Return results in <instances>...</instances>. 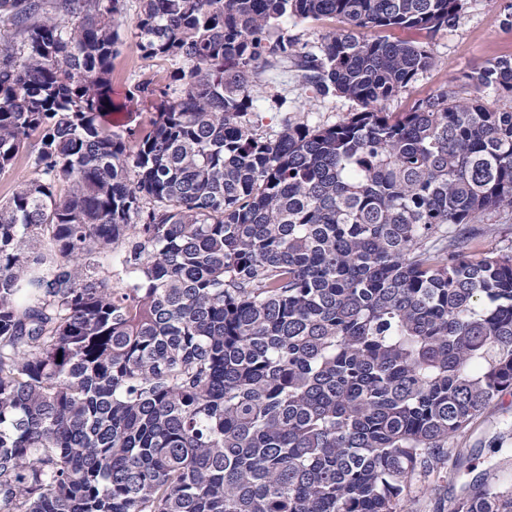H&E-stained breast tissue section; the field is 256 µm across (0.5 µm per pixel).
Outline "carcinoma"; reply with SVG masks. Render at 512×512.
<instances>
[{
  "label": "carcinoma",
  "mask_w": 512,
  "mask_h": 512,
  "mask_svg": "<svg viewBox=\"0 0 512 512\" xmlns=\"http://www.w3.org/2000/svg\"><path fill=\"white\" fill-rule=\"evenodd\" d=\"M465 0H141L188 64L112 130L124 0H0V512H404L512 391V55L404 112ZM333 23L314 43L288 25ZM294 71L355 104L261 134ZM453 512H512L477 475ZM157 99H139L122 112H112V130L139 129L148 125L154 113L157 112ZM113 122L117 123L113 127ZM124 124V126H123ZM34 154V148H29L17 160L15 169L11 175L0 177V199L5 200L9 197L18 180L27 177L31 171V156ZM486 224H493L492 230L477 238L481 252L512 250V214L491 216Z\"/></svg>",
  "instance_id": "carcinoma-1"
}]
</instances>
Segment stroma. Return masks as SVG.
I'll return each mask as SVG.
<instances>
[{
	"instance_id": "stroma-1",
	"label": "stroma",
	"mask_w": 512,
	"mask_h": 512,
	"mask_svg": "<svg viewBox=\"0 0 512 512\" xmlns=\"http://www.w3.org/2000/svg\"><path fill=\"white\" fill-rule=\"evenodd\" d=\"M503 5L504 0H467L457 25L430 38L415 30L400 31V38L425 42L437 65L410 92L389 101L387 111H405L412 99L446 83L454 85L460 96H467L464 72L486 59L512 53V29L503 23ZM139 11L140 0H125L121 42L111 74L114 97L119 101H125L128 92L144 78L165 81L175 66L169 59L141 57L133 37ZM275 89L287 97L289 109H301L314 123L340 121L355 108L353 102L339 97L306 99L292 73L278 77ZM447 448L451 457L458 459V469L435 485L416 478L406 512H450L466 485L479 474L497 483L501 491H512V393L496 398L480 418L449 439Z\"/></svg>"
}]
</instances>
